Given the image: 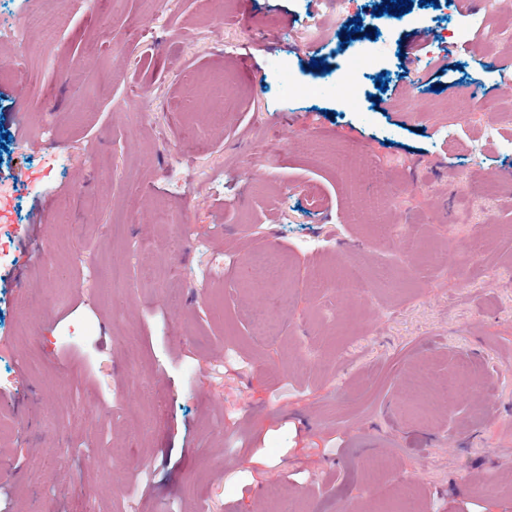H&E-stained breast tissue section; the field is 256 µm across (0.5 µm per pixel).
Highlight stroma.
<instances>
[{
	"mask_svg": "<svg viewBox=\"0 0 512 512\" xmlns=\"http://www.w3.org/2000/svg\"><path fill=\"white\" fill-rule=\"evenodd\" d=\"M378 4L0 0V512H512V6Z\"/></svg>",
	"mask_w": 512,
	"mask_h": 512,
	"instance_id": "obj_1",
	"label": "stroma"
}]
</instances>
